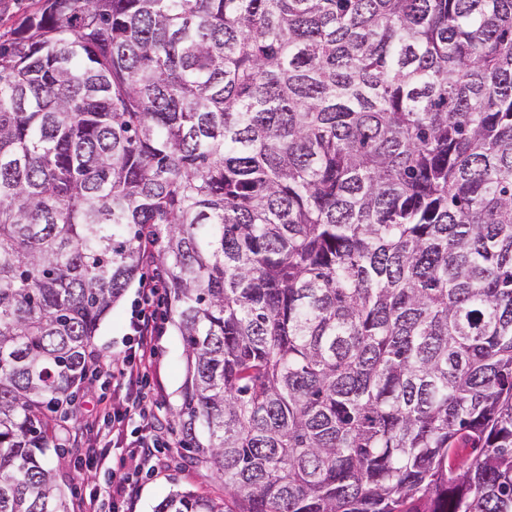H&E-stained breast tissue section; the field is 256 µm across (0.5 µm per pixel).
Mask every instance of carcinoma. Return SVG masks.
Segmentation results:
<instances>
[{"instance_id": "1", "label": "carcinoma", "mask_w": 512, "mask_h": 512, "mask_svg": "<svg viewBox=\"0 0 512 512\" xmlns=\"http://www.w3.org/2000/svg\"><path fill=\"white\" fill-rule=\"evenodd\" d=\"M165 240L155 512H512V0H39L0 34V512Z\"/></svg>"}]
</instances>
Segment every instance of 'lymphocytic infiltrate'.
Listing matches in <instances>:
<instances>
[{"label": "lymphocytic infiltrate", "mask_w": 512, "mask_h": 512, "mask_svg": "<svg viewBox=\"0 0 512 512\" xmlns=\"http://www.w3.org/2000/svg\"><path fill=\"white\" fill-rule=\"evenodd\" d=\"M142 262L139 310L130 323L133 345L124 355L115 357L100 350L91 351L84 376L91 385L104 377L111 379L113 395L123 397L126 406L123 411L104 414L95 434L80 435L75 447L80 459L100 460L107 448L108 435L123 434L125 428L132 426L137 431L131 452L135 466L130 472L120 468L112 470L108 482L94 493L79 498L77 512H118L120 505L135 494L143 471L154 469L168 446L155 426L161 406L152 386L156 345L163 334L160 310L164 273L154 266L150 254H143Z\"/></svg>", "instance_id": "lymphocytic-infiltrate-1"}]
</instances>
